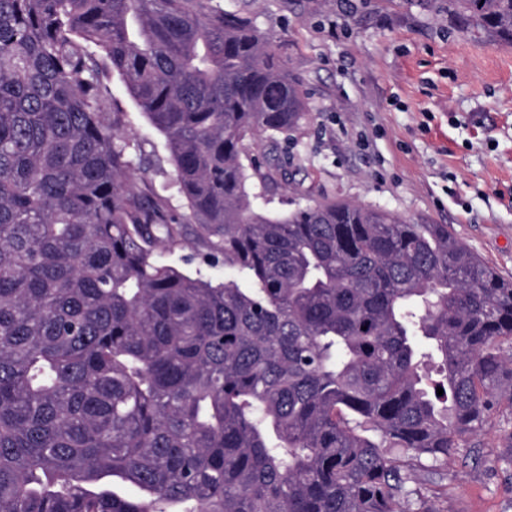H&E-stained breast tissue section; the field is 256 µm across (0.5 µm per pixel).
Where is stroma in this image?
<instances>
[{"label":"stroma","instance_id":"35a3bbf8","mask_svg":"<svg viewBox=\"0 0 512 512\" xmlns=\"http://www.w3.org/2000/svg\"><path fill=\"white\" fill-rule=\"evenodd\" d=\"M251 17L298 77L311 108L293 141L258 134L244 163L255 206L273 215L334 198L395 211L416 224H445L512 280V43L466 32L428 0H221ZM137 143L136 176L182 211L163 137L119 79L108 85ZM161 258L219 283L195 225ZM500 421L480 461L453 459L428 491L448 490V512H512Z\"/></svg>","mask_w":512,"mask_h":512}]
</instances>
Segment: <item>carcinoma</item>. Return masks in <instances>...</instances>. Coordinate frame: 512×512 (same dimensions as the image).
I'll list each match as a JSON object with an SVG mask.
<instances>
[{
	"label": "carcinoma",
	"mask_w": 512,
	"mask_h": 512,
	"mask_svg": "<svg viewBox=\"0 0 512 512\" xmlns=\"http://www.w3.org/2000/svg\"><path fill=\"white\" fill-rule=\"evenodd\" d=\"M438 4L512 41V0ZM308 119L219 0H0V512H447L414 471L512 412V282L446 224L258 211L245 142ZM185 222L233 278L161 260ZM108 89L113 99L112 112L125 113L126 132L138 144L133 158L136 176L143 178L156 193L170 197L175 212L185 211L184 201L171 186L173 166L163 137L141 114L116 76L111 79Z\"/></svg>",
	"instance_id": "cac0c4a2"
}]
</instances>
